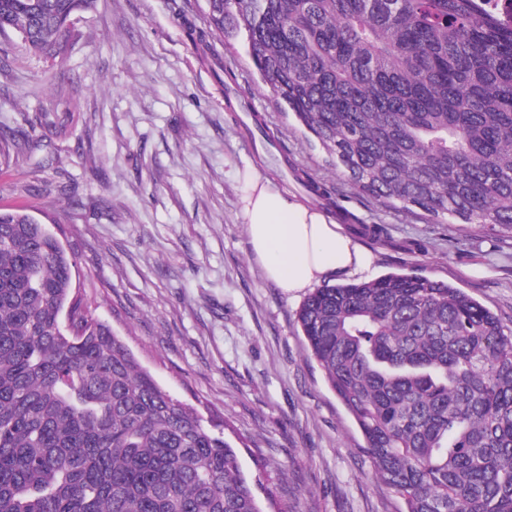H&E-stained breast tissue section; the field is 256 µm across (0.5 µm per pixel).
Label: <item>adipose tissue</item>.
Listing matches in <instances>:
<instances>
[{"label":"adipose tissue","instance_id":"ef3b65f1","mask_svg":"<svg viewBox=\"0 0 512 512\" xmlns=\"http://www.w3.org/2000/svg\"><path fill=\"white\" fill-rule=\"evenodd\" d=\"M241 213L267 281L295 294L367 268L370 254L327 212L300 201L254 168L242 175Z\"/></svg>","mask_w":512,"mask_h":512}]
</instances>
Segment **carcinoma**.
Instances as JSON below:
<instances>
[{"label":"carcinoma","mask_w":512,"mask_h":512,"mask_svg":"<svg viewBox=\"0 0 512 512\" xmlns=\"http://www.w3.org/2000/svg\"><path fill=\"white\" fill-rule=\"evenodd\" d=\"M97 0H0L55 62ZM277 104L354 187L437 223L512 231V16L498 0H205ZM73 257L0 209V512H263L224 430L173 397L72 293ZM314 359L406 512H512V332L408 274L298 311Z\"/></svg>","instance_id":"cac0c4a2"}]
</instances>
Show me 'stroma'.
<instances>
[{
	"label": "stroma",
	"instance_id": "obj_1",
	"mask_svg": "<svg viewBox=\"0 0 512 512\" xmlns=\"http://www.w3.org/2000/svg\"><path fill=\"white\" fill-rule=\"evenodd\" d=\"M204 0H97L73 19L68 54L32 56L0 31V208L29 207L76 258L74 281L174 397L239 436L248 476L290 512H403L364 437L307 358L291 295L265 280L240 214L247 164L299 198L309 183L373 263L363 279L428 276L512 328V233L438 224L386 207L342 178L293 114L277 109L240 42L200 52ZM230 71L288 164L244 136L210 59ZM27 140L32 154L13 149ZM381 224L385 240L357 234ZM425 250H410V243Z\"/></svg>",
	"mask_w": 512,
	"mask_h": 512
}]
</instances>
